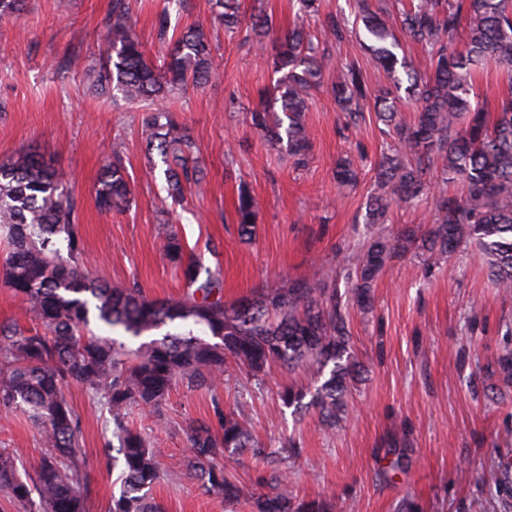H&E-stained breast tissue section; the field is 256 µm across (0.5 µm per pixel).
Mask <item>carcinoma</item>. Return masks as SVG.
I'll use <instances>...</instances> for the list:
<instances>
[{"label":"carcinoma","instance_id":"carcinoma-1","mask_svg":"<svg viewBox=\"0 0 512 512\" xmlns=\"http://www.w3.org/2000/svg\"><path fill=\"white\" fill-rule=\"evenodd\" d=\"M257 3L246 18L236 0H211L213 19L225 31L245 32L244 41L263 51L274 22L263 0ZM396 23L424 49V68L398 57L400 43L380 0H352L351 17L325 19L322 45L300 25L284 34L269 60L278 78L249 112L251 128L301 164L311 151L305 112L325 75L334 72L345 124L358 125L363 103L372 98L377 119L393 140L376 164L361 244L322 278L285 280L226 304L223 282L211 274L200 280V265L170 232L161 256L181 269L186 286L181 297L150 299L138 288L103 283L85 264L79 215L59 170L30 150L0 161V241L8 246L0 281L43 327L0 322V405L22 412L46 448L35 476L25 478L14 455L0 451V493L20 512H85L81 419L64 396L69 384L84 389L110 415L118 446L106 447L105 457L121 468V486L109 512H163L153 496L161 450L130 427L132 410H159L177 385L215 391L229 364L259 384L277 366L285 376L304 370L321 379L306 404L305 395L286 383L280 397L296 411L318 412L333 430L359 373L350 352L351 308L370 306L377 279L393 256L422 258L428 274L457 247L473 244L492 284L512 293V96L493 109L472 104L478 70L494 66L512 75V0H409ZM106 27L110 53L96 82L126 102L152 105L141 127L151 169L159 162L164 166L166 196L159 212L166 217L170 203L201 185L204 172L188 128L163 101L189 84L219 76L212 44L203 24L177 30L164 11L158 37L170 48L158 68L134 30L130 0H112ZM357 28L364 33L361 49L397 95L373 93L358 63H340L330 52ZM461 29L466 42L457 50L452 44ZM402 99L417 106L410 123L397 112ZM357 181L354 160L346 153L336 163V184ZM457 181L463 192L448 194V183ZM132 200L116 150L99 176L95 201L102 210L120 212ZM401 204L425 206L429 224L393 228L389 214ZM236 213L240 235L249 242L256 212L245 189ZM341 279L350 285L344 293ZM94 319L139 345L130 348L94 333ZM162 329L161 337L153 336ZM189 441L188 466L207 493L226 503L244 499L251 512H322L320 504L288 491L284 470L261 478L263 491L257 494L245 492L224 471L219 460L227 455L249 452L264 459L268 452L240 415L219 400H213L208 419L193 424ZM300 452V443L288 438L275 454L285 463Z\"/></svg>","mask_w":512,"mask_h":512}]
</instances>
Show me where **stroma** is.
Wrapping results in <instances>:
<instances>
[{"mask_svg":"<svg viewBox=\"0 0 512 512\" xmlns=\"http://www.w3.org/2000/svg\"><path fill=\"white\" fill-rule=\"evenodd\" d=\"M135 30L149 57L167 48L156 38L162 10L181 25L210 23L209 0H131ZM112 0H26L18 17L0 19V160L24 149L50 155L67 181L94 277L140 288L150 298L183 294L179 269L158 254L164 193L150 173L137 105L95 93L93 71L106 48ZM221 80L175 95L172 110L190 128L205 179L172 213L185 251L220 274L225 301L285 279L324 275L323 261L347 255L362 235L359 217L386 137L374 115L344 129L330 88L316 92L306 118L312 144L306 166L269 147L247 123L258 92L271 82L264 60L222 26L210 30ZM360 146L356 187L336 186V160ZM120 150L135 201L125 212L99 210L95 188L103 165ZM255 200L256 237L244 242L235 207L238 189ZM512 298L488 278L475 247H461L424 275L410 256L379 276L371 310L352 314V349L363 372L346 396V412L328 429L316 412L283 406V383L313 393L310 375L262 384L228 366L219 392L175 387L161 413L136 410L134 428L161 450L154 497L166 512H250L209 495L186 471L189 425L209 418L213 399L242 412L266 447L299 439L288 489L325 512H512V381L498 360L512 350ZM66 398L81 417L86 512H108L120 470L102 450L114 444L100 407L75 385ZM0 448L19 471L34 474L44 456L37 429L0 406Z\"/></svg>","mask_w":512,"mask_h":512,"instance_id":"1","label":"stroma"}]
</instances>
